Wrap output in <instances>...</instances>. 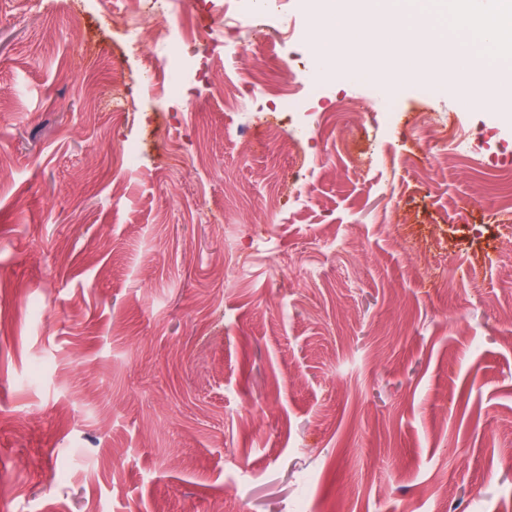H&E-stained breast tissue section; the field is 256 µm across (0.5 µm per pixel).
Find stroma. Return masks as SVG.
<instances>
[{"label": "stroma", "mask_w": 512, "mask_h": 512, "mask_svg": "<svg viewBox=\"0 0 512 512\" xmlns=\"http://www.w3.org/2000/svg\"><path fill=\"white\" fill-rule=\"evenodd\" d=\"M314 5L265 0L275 82ZM256 40L225 28L222 97L112 112L156 51L112 0L0 22V512H512V112L327 80L294 165ZM141 1L147 0H125L122 7L112 12V21L123 28L127 46L131 51H136L143 39L141 18L144 16L137 8ZM126 2L128 3L125 8Z\"/></svg>", "instance_id": "stroma-1"}]
</instances>
